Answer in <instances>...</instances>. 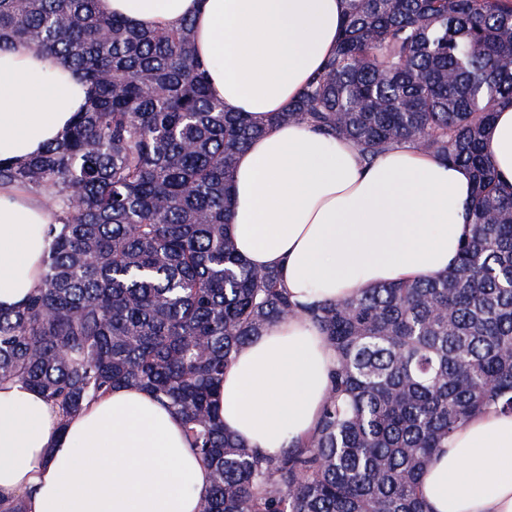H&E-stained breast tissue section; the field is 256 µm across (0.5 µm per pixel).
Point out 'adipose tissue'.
<instances>
[{
    "label": "adipose tissue",
    "instance_id": "ef3b65f1",
    "mask_svg": "<svg viewBox=\"0 0 512 512\" xmlns=\"http://www.w3.org/2000/svg\"><path fill=\"white\" fill-rule=\"evenodd\" d=\"M136 26L188 19L213 95L267 131L236 159L231 224L252 266L278 271L293 300L453 268L470 232L472 178L405 143L365 164L349 141L298 122L270 124L334 51L346 0H98ZM87 98L80 75L19 44L0 52V160L40 154ZM512 186V107L486 141ZM53 211L31 188L0 185V308L38 288ZM337 355L310 322L288 318L235 352L219 387L224 427L268 455L309 438ZM211 488L183 419L119 387L63 417L37 389L0 383V497L27 512H199ZM429 512H512V414L488 407L452 433L425 473Z\"/></svg>",
    "mask_w": 512,
    "mask_h": 512
}]
</instances>
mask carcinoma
I'll return each instance as SVG.
<instances>
[{
  "label": "carcinoma",
  "instance_id": "carcinoma-1",
  "mask_svg": "<svg viewBox=\"0 0 512 512\" xmlns=\"http://www.w3.org/2000/svg\"><path fill=\"white\" fill-rule=\"evenodd\" d=\"M336 50L284 112L367 161L403 142L468 168L471 231L453 269L298 304L231 234L237 155L265 131L224 111L193 27L134 26L97 0H0V51L25 43L89 86L56 142L0 183L56 213L41 283L0 310V382L63 416L134 386L179 414L211 479L200 512H428L424 471L487 407L512 413V189L485 151L512 106V0H347ZM301 317L338 354L312 436L275 456L224 428L234 352Z\"/></svg>",
  "mask_w": 512,
  "mask_h": 512
}]
</instances>
